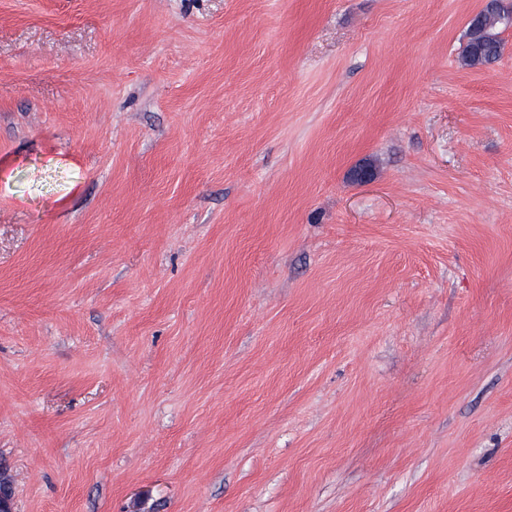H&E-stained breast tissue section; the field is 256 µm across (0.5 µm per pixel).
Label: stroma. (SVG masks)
<instances>
[{"mask_svg": "<svg viewBox=\"0 0 512 512\" xmlns=\"http://www.w3.org/2000/svg\"><path fill=\"white\" fill-rule=\"evenodd\" d=\"M481 4L0 0L14 512H512ZM501 57V44L499 41L481 42L478 40L468 43L462 55L465 64L479 62L484 65L497 62Z\"/></svg>", "mask_w": 512, "mask_h": 512, "instance_id": "1", "label": "stroma"}]
</instances>
